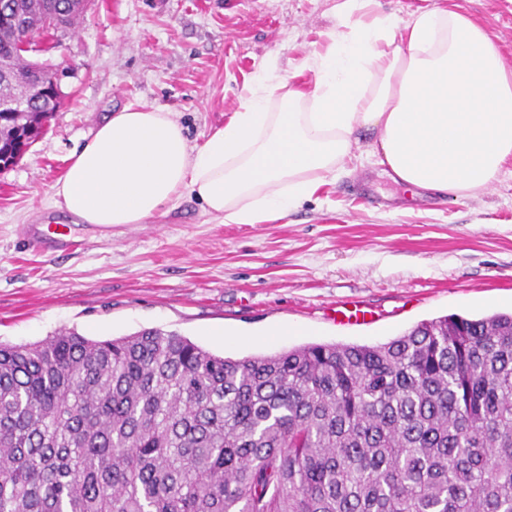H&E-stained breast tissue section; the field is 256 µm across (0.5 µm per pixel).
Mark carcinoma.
Masks as SVG:
<instances>
[{
  "mask_svg": "<svg viewBox=\"0 0 512 512\" xmlns=\"http://www.w3.org/2000/svg\"><path fill=\"white\" fill-rule=\"evenodd\" d=\"M79 0H0L42 40ZM23 31V32H25ZM0 24V163L62 103ZM0 512H512V314L231 359L175 332L0 344Z\"/></svg>",
  "mask_w": 512,
  "mask_h": 512,
  "instance_id": "carcinoma-1",
  "label": "carcinoma"
}]
</instances>
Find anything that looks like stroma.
Returning a JSON list of instances; mask_svg holds the SVG:
<instances>
[{
  "instance_id": "1",
  "label": "stroma",
  "mask_w": 512,
  "mask_h": 512,
  "mask_svg": "<svg viewBox=\"0 0 512 512\" xmlns=\"http://www.w3.org/2000/svg\"><path fill=\"white\" fill-rule=\"evenodd\" d=\"M512 67V0H455ZM336 0H89L39 61L69 63L64 104L0 171V343L62 329L94 340L175 332L233 359L306 344H379L451 314L512 311V165L464 199L394 182L366 158L272 224H219L184 195L111 236L52 209L53 185L112 112L176 113L202 143L277 60L298 87L336 25ZM66 224L77 248L34 247L19 229ZM359 305L366 320L341 321Z\"/></svg>"
}]
</instances>
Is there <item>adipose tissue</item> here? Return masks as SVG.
<instances>
[{
    "mask_svg": "<svg viewBox=\"0 0 512 512\" xmlns=\"http://www.w3.org/2000/svg\"><path fill=\"white\" fill-rule=\"evenodd\" d=\"M374 2L339 0L329 44L307 58L310 89L269 62L203 144L173 113L116 112L71 154L53 206L88 224H140L187 193L220 223L269 224L361 149L411 187L457 198L490 189L512 162V69L498 46L456 5L402 24Z\"/></svg>",
    "mask_w": 512,
    "mask_h": 512,
    "instance_id": "1",
    "label": "adipose tissue"
}]
</instances>
